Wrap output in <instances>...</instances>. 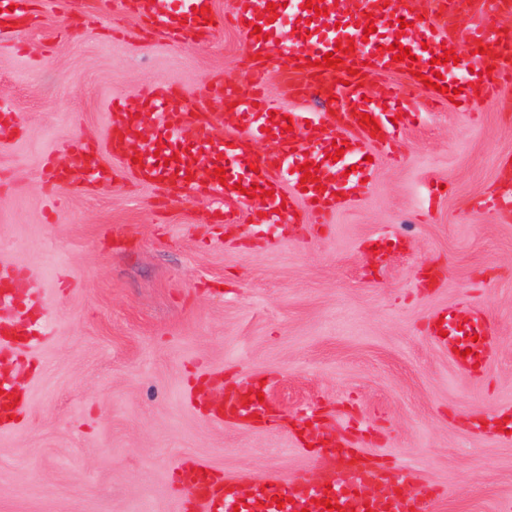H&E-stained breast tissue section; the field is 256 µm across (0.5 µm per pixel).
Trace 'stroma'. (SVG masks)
I'll use <instances>...</instances> for the list:
<instances>
[{
  "label": "stroma",
  "instance_id": "35a3bbf8",
  "mask_svg": "<svg viewBox=\"0 0 512 512\" xmlns=\"http://www.w3.org/2000/svg\"><path fill=\"white\" fill-rule=\"evenodd\" d=\"M36 3L38 23L0 41V102L22 123L0 140V259L41 273L46 338L17 373L26 420L0 431V512H180L184 458L244 487L320 477L296 428L306 407L374 468L397 462L437 488L435 512L511 505L512 433L469 420L512 409V219L473 206L512 159V85L408 128L403 162L376 158L329 229L248 214L228 236L205 197L166 199L123 169L105 134L113 99L132 106L158 84L221 111L211 84L248 88L242 33L176 41L128 9L111 24L97 0ZM77 144L112 182L60 186L51 206L44 163L70 165ZM466 295L492 325L473 378L426 331ZM255 378L281 428L215 426L187 399Z\"/></svg>",
  "mask_w": 512,
  "mask_h": 512
}]
</instances>
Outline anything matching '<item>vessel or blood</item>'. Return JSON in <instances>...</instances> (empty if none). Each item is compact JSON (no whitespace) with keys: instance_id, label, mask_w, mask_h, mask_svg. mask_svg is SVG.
Masks as SVG:
<instances>
[{"instance_id":"b4317fda","label":"vessel or blood","mask_w":512,"mask_h":512,"mask_svg":"<svg viewBox=\"0 0 512 512\" xmlns=\"http://www.w3.org/2000/svg\"><path fill=\"white\" fill-rule=\"evenodd\" d=\"M275 11H268V3ZM213 0H126L127 6L152 24L181 40L210 34L219 27L218 16L204 18L203 7ZM492 8L466 33H458L447 18L445 0H323L327 15H316L306 0H235L232 19L246 35L247 75L252 81L249 93L241 95L218 83L211 89L224 111L215 113L224 137L202 138L198 135L205 116L188 111L182 95L157 86L150 89L144 105L129 111L126 103L113 100L109 115L108 142L112 154L127 162L138 179L164 188L168 196L182 194L184 188L200 191L216 202L219 220L224 224L241 221L243 206L249 204L245 188L265 189L259 198V210L267 223L284 224L294 219L293 206L285 205L286 189H293L303 204V211L316 223H325L345 201L336 192V176L323 178L322 189H302L301 164L325 161L333 142L346 141L343 158L354 166L351 186L372 174L369 158L375 154L397 156V146L407 126L446 101L447 90H457L461 109H468L476 99H487L498 92L501 83L512 81V41L501 43L500 19L512 12V0H491ZM298 23V30L285 58L292 78L295 98L303 100L312 89H321L331 97L344 89L346 99L338 112L293 113L291 120L278 115V105L267 93L262 77L267 70L273 40L281 33L285 20ZM401 42L415 56L414 62H396L389 50ZM498 45L497 55L480 53L489 42ZM354 43L353 52L341 64L323 68L318 64L337 43ZM454 51L453 63L436 64L433 51ZM386 77L395 73L417 71L424 77L442 74L441 89H429L422 104L396 103L391 86L381 85L376 96H368L361 86L360 70ZM466 72L468 83L457 86L448 79L449 71ZM369 114L377 128L359 120ZM270 142L271 148L257 152V141ZM81 171L90 182H103L104 170L94 151L75 146ZM179 157L178 174L166 166L170 157ZM225 168L224 178H217L216 168ZM488 208L512 212V171L501 179V188ZM41 276L14 262L0 260V307L15 309L12 320L0 319V349L10 352L16 367L31 365L40 340L36 336L34 309L40 308L37 284ZM445 321L465 322L470 334L480 342L471 354L458 350L463 342L455 335H441L435 324H428L430 336L448 352V359L463 374H474L476 366L486 365L490 357L489 323L480 306L461 302L444 313ZM19 392L11 376L0 375V427L9 417L21 416ZM211 424L234 421L250 424L252 416L267 421L272 417L269 402L251 401L245 389H231L215 397L199 396ZM360 448L349 438L328 441L320 462L336 470V479L325 485L309 479L294 478L283 482L275 478L253 481L248 489L224 478L215 470H203L201 461H181L175 469L182 512H321L320 500L338 498L340 512H433L436 493L423 485H414L411 474L395 466L387 471L360 463Z\"/></svg>"}]
</instances>
